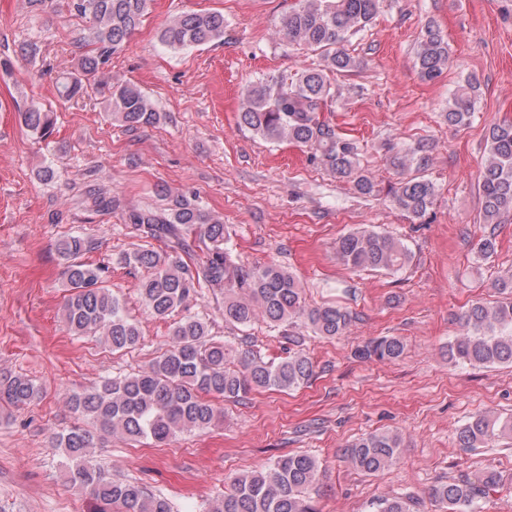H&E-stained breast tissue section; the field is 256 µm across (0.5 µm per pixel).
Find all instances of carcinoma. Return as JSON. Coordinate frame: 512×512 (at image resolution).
Instances as JSON below:
<instances>
[{
	"label": "carcinoma",
	"mask_w": 512,
	"mask_h": 512,
	"mask_svg": "<svg viewBox=\"0 0 512 512\" xmlns=\"http://www.w3.org/2000/svg\"><path fill=\"white\" fill-rule=\"evenodd\" d=\"M150 0H66L68 11L89 25L75 40L82 50L75 70L63 74L58 93L65 102H76L90 90L105 96L112 120L129 130L153 126L160 114L136 85L106 86L98 73L111 56L123 51L130 36L147 14ZM380 0H296L280 20L279 34L298 50L318 52L326 65L303 68L291 79L267 76L242 92L239 124L262 139L292 143L306 160L352 184L356 193L370 197L375 180L360 166L357 141L339 132L325 117L336 97V84L329 73H346L360 66L346 48L350 38L363 32L378 13ZM167 48L180 51L215 44L224 38V14L199 11L184 14L166 24L158 34ZM421 80L432 82L452 62L448 40L433 22L422 31L415 49ZM481 97V84L467 77L448 99L444 113L448 126L469 124ZM24 127L38 139L47 138L55 124L54 112L32 101L21 112ZM428 156L419 143L391 157L400 171L390 186L391 204L411 221L425 217L438 195L436 184L424 175ZM159 194L166 208L133 210L128 219L141 238L164 242L162 253L140 248L120 257L119 263L142 268L138 290L145 307L158 319H167L207 288L224 294V322L249 327L262 320L282 327L285 335L300 323L317 336L334 338L347 332L352 314L338 304L309 308L298 279L277 263L250 265L235 257L228 247V226L215 220L181 194L166 189ZM481 212L484 223L499 224L512 215V122L490 128L488 152L480 173ZM204 245L198 254L195 243ZM495 234L481 236L476 253L489 260L496 254ZM91 249L79 235H69L57 244L68 260L63 271L69 293L62 313L75 336H97L114 350L137 345L138 325L129 318L121 300L104 286L107 268L80 257ZM336 257L353 271L394 273L408 267L413 254L389 234L373 230L345 233L336 239ZM502 298L494 303L473 301L458 318L459 329L448 342V361L491 368L512 363V269L495 281ZM405 352L400 336H382L357 347L353 356L361 362L391 363ZM314 374V364L302 350L270 358L247 347L237 352L226 340L210 334L207 322L197 315H184L171 325V346L147 368L123 377L102 380L95 387L67 399L76 414L95 421L100 428L129 441L150 439L166 444L177 436L214 426L219 410L214 400L238 401L260 389L296 390ZM40 395L31 379L0 373V402L16 408L33 403ZM512 436V418L499 419L478 412L458 429L462 448H485L495 439ZM69 461L67 482L85 492L100 512H171L169 501L134 480L117 481L94 460L90 449L94 436L74 427L54 436ZM401 438L390 431L366 435L344 451L352 467L378 473L393 466L399 457ZM319 476L318 460L307 453L277 458L267 467L237 477L221 499L207 504L203 512H312L307 494ZM496 485L492 473L475 479L447 480L431 489L434 502L448 512H478L479 502ZM410 497H383L374 512H419Z\"/></svg>",
	"instance_id": "carcinoma-1"
}]
</instances>
